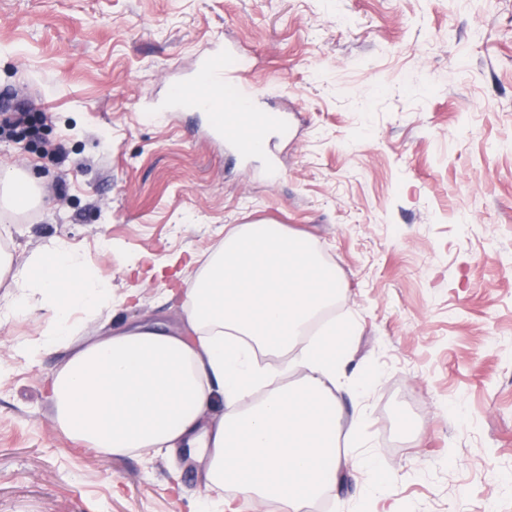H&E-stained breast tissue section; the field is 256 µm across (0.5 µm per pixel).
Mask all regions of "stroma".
<instances>
[{"mask_svg": "<svg viewBox=\"0 0 512 512\" xmlns=\"http://www.w3.org/2000/svg\"><path fill=\"white\" fill-rule=\"evenodd\" d=\"M232 47L288 108L272 154L233 152L173 89ZM0 139L32 179L0 208V512H201L203 466L163 451L101 455L54 421L65 348L30 349L50 314L14 287L64 242L112 300L78 336L150 324L194 341L182 297L239 224L313 239L353 323L335 390L357 472L320 512H512V0H0ZM177 259L148 276L144 256ZM373 375L356 389L361 372ZM31 116L29 112H2L0 118V137L12 139L20 132L27 131L30 127ZM361 469L371 483L381 489L388 487L395 480V473L393 471L370 459L363 460Z\"/></svg>", "mask_w": 512, "mask_h": 512, "instance_id": "obj_1", "label": "stroma"}]
</instances>
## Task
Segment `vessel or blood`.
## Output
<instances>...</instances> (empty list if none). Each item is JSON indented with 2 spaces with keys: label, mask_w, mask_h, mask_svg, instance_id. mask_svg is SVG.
<instances>
[{
  "label": "vessel or blood",
  "mask_w": 512,
  "mask_h": 512,
  "mask_svg": "<svg viewBox=\"0 0 512 512\" xmlns=\"http://www.w3.org/2000/svg\"><path fill=\"white\" fill-rule=\"evenodd\" d=\"M258 96L252 70L228 48L202 62L196 80L179 88L176 102L209 112L213 130L227 134L230 144L248 153L263 144L270 132L283 136L289 132L287 115L258 110Z\"/></svg>",
  "instance_id": "vessel-or-blood-1"
}]
</instances>
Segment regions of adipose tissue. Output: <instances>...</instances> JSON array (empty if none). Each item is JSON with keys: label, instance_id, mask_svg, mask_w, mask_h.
I'll return each mask as SVG.
<instances>
[{"label": "adipose tissue", "instance_id": "ef3b65f1", "mask_svg": "<svg viewBox=\"0 0 512 512\" xmlns=\"http://www.w3.org/2000/svg\"><path fill=\"white\" fill-rule=\"evenodd\" d=\"M29 267L52 314L39 346L70 351L51 382L64 432L105 454L188 452L204 463L207 488L230 484L290 512L335 484L342 461L332 388L355 331H308L344 288L309 237L267 224H242L226 235L183 290L193 344L147 325L75 342L71 310L97 311L109 288L92 282L80 255L62 243L33 255ZM296 346L301 382L252 401L268 379L257 353ZM215 406L222 415L205 421Z\"/></svg>", "mask_w": 512, "mask_h": 512}]
</instances>
